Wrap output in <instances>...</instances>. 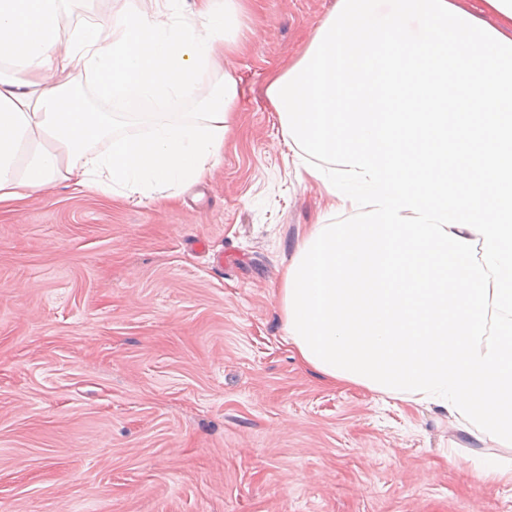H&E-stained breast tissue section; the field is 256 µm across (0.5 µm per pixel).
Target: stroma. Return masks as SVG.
Segmentation results:
<instances>
[{"label":"stroma","instance_id":"obj_1","mask_svg":"<svg viewBox=\"0 0 512 512\" xmlns=\"http://www.w3.org/2000/svg\"><path fill=\"white\" fill-rule=\"evenodd\" d=\"M336 0H256L224 159L174 203L55 185L0 211V512H512V457L447 413L321 381L284 267L326 200L266 95Z\"/></svg>","mask_w":512,"mask_h":512}]
</instances>
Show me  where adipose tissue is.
Listing matches in <instances>:
<instances>
[{
	"label": "adipose tissue",
	"mask_w": 512,
	"mask_h": 512,
	"mask_svg": "<svg viewBox=\"0 0 512 512\" xmlns=\"http://www.w3.org/2000/svg\"><path fill=\"white\" fill-rule=\"evenodd\" d=\"M66 2L0 0V208L57 183L149 204L204 182L237 81L201 98L199 77L240 47L249 0H144L69 30ZM481 3L336 0L270 82L284 145L331 211L358 215L311 226L279 299L320 377L512 447V0Z\"/></svg>",
	"instance_id": "adipose-tissue-1"
}]
</instances>
